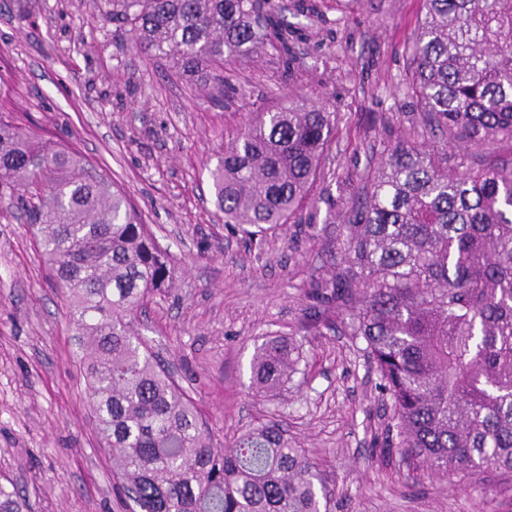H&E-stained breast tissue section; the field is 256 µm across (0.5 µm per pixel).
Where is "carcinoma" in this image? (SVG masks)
<instances>
[{
	"mask_svg": "<svg viewBox=\"0 0 512 512\" xmlns=\"http://www.w3.org/2000/svg\"><path fill=\"white\" fill-rule=\"evenodd\" d=\"M406 90L426 147L382 155L341 225V262L308 284L316 322L340 320L380 377L388 448L437 475H512V0H423ZM271 0H100L139 47L192 83L272 44L294 61L298 29ZM335 113L293 90L224 143L216 209L262 245L297 218L334 138ZM458 156L448 166V151ZM20 208L88 357L100 447L131 512H329L318 466L279 424L214 446L215 430L137 328L171 259L109 173L71 143L0 111V201ZM303 343L255 348L265 394L300 373ZM0 486V512H19Z\"/></svg>",
	"mask_w": 512,
	"mask_h": 512,
	"instance_id": "cac0c4a2",
	"label": "carcinoma"
}]
</instances>
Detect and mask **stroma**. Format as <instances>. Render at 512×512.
Returning a JSON list of instances; mask_svg holds the SVG:
<instances>
[{
	"label": "stroma",
	"mask_w": 512,
	"mask_h": 512,
	"mask_svg": "<svg viewBox=\"0 0 512 512\" xmlns=\"http://www.w3.org/2000/svg\"><path fill=\"white\" fill-rule=\"evenodd\" d=\"M99 0H0V104L37 132L76 144L136 204L174 269L139 331L193 388L216 446L260 422L283 425L318 465L331 512H512L503 476L441 478L381 453L378 376L339 325L306 327L311 277L341 258V216L387 147L423 127L403 83L420 0H323L289 15L304 32L297 59L274 48L224 68L211 97L137 47ZM302 89L336 115V133L304 212L251 244L225 226L210 172L248 113ZM261 336L302 340L305 366L282 395L251 386ZM0 484L27 512H129L98 448L85 366L65 303L25 219L0 203Z\"/></svg>",
	"instance_id": "1"
}]
</instances>
